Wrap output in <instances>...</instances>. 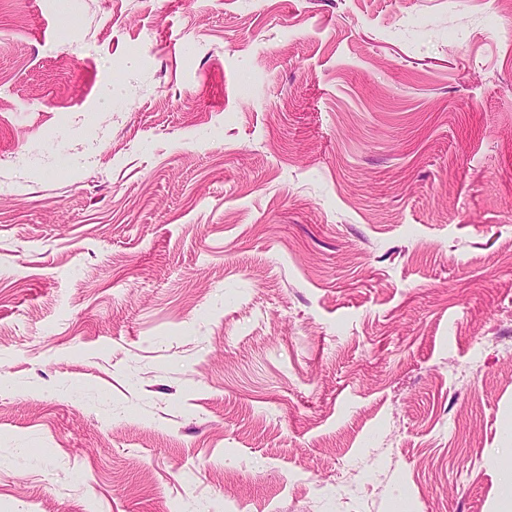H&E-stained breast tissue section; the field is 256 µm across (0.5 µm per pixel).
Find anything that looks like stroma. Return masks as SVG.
Returning a JSON list of instances; mask_svg holds the SVG:
<instances>
[{
	"instance_id": "stroma-1",
	"label": "stroma",
	"mask_w": 512,
	"mask_h": 512,
	"mask_svg": "<svg viewBox=\"0 0 512 512\" xmlns=\"http://www.w3.org/2000/svg\"><path fill=\"white\" fill-rule=\"evenodd\" d=\"M510 427L500 0H0V512H491Z\"/></svg>"
}]
</instances>
